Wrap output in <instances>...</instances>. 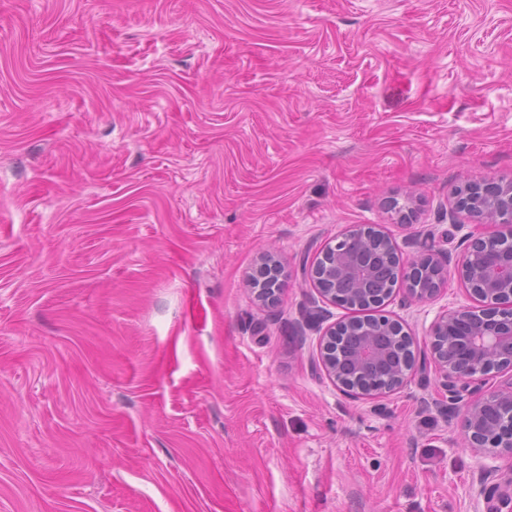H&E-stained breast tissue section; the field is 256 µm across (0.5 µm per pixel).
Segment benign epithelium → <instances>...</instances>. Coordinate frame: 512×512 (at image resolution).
Returning a JSON list of instances; mask_svg holds the SVG:
<instances>
[{
    "instance_id": "benign-epithelium-1",
    "label": "benign epithelium",
    "mask_w": 512,
    "mask_h": 512,
    "mask_svg": "<svg viewBox=\"0 0 512 512\" xmlns=\"http://www.w3.org/2000/svg\"><path fill=\"white\" fill-rule=\"evenodd\" d=\"M454 209L482 225L506 223L508 229L492 235L473 229L464 237L466 247L459 276L481 305L437 316L430 328L431 359L450 401L463 404L462 430L467 447L477 456L497 449L512 452V384L475 396L469 383L473 377L494 369L512 368V178L465 182L455 192ZM369 231L379 242L390 275L406 281L413 298L426 300L438 294L444 276L423 285L424 269H441L433 255L425 254L404 268L389 234L376 227L354 225L335 245L322 250L324 255L332 253L334 261L330 265L337 266L341 276L321 273L317 260L309 269L310 282L321 300L336 302L340 280L356 286L358 292H374L379 287L383 269L362 266L353 251V245ZM277 268L275 254L264 252L254 276L268 279ZM405 339L411 336L395 320H343L324 332L320 366L347 397L375 399L407 384L415 358L397 371L383 368L393 354L400 352Z\"/></svg>"
}]
</instances>
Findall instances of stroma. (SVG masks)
Returning <instances> with one entry per match:
<instances>
[{
    "label": "stroma",
    "instance_id": "stroma-1",
    "mask_svg": "<svg viewBox=\"0 0 512 512\" xmlns=\"http://www.w3.org/2000/svg\"><path fill=\"white\" fill-rule=\"evenodd\" d=\"M510 177L512 0H0V512H493L429 330ZM354 224L446 277L371 308L416 357L372 401L308 277Z\"/></svg>",
    "mask_w": 512,
    "mask_h": 512
}]
</instances>
